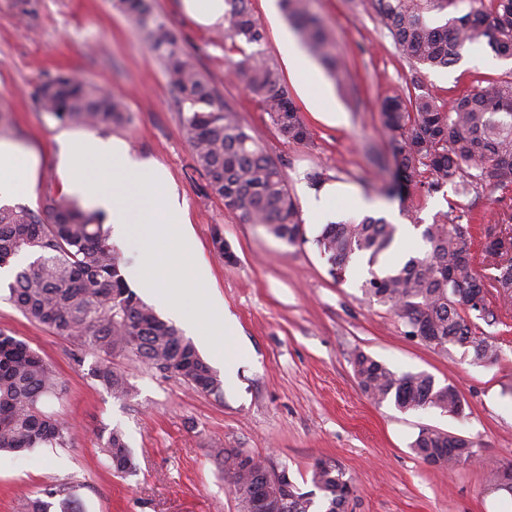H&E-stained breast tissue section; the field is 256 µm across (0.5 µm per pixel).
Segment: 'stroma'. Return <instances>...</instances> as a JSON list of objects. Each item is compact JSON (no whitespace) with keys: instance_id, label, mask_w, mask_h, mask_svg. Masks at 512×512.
<instances>
[{"instance_id":"stroma-1","label":"stroma","mask_w":512,"mask_h":512,"mask_svg":"<svg viewBox=\"0 0 512 512\" xmlns=\"http://www.w3.org/2000/svg\"><path fill=\"white\" fill-rule=\"evenodd\" d=\"M238 122L281 163L289 192L298 200L307 241L291 245L265 226L244 224L206 187L182 132L183 108L142 29L117 0H0V141L34 151L39 159L35 196L16 195L9 205L41 209L62 196L59 156L70 141L96 136L125 140L133 157L162 166L187 206L198 258L208 266L214 293L237 322L238 335L218 375L234 373L221 395L201 393L180 378L123 360L133 387L113 397L91 375L97 357L28 321L0 288V330L24 340L55 369L65 388L51 401L74 428L68 448H38L31 456L0 453V512H22L25 497L45 486L70 482L87 512H240L224 482L223 451L241 448L267 466L287 468L302 491L312 488L316 460L333 462L356 480L346 512H512V494L493 497L492 465L512 463V334L500 341L499 359L472 364L462 350L433 349L405 336L386 307L362 291L365 262L336 279L313 238L312 211L320 189L309 174L339 187L337 219L362 216L356 197L374 200L375 214L391 223L409 218L398 201L380 197V176L365 153L374 145L389 154L381 134L384 99L407 94L412 82L446 101L485 78L512 76V59L482 45L466 48L449 68H412L377 20L371 0H313L311 8L336 34V52L347 63L346 84L334 83L321 66L304 81L289 80L309 133L307 144L282 137L258 97L229 74L241 58L240 42L199 27L179 0H151ZM265 38L263 55L286 70L279 33L289 24L277 0H251ZM75 73L121 94L127 124L96 131L63 124L41 112L34 93L45 72ZM340 115L328 123L329 111ZM460 202L473 224L494 223L512 213V185L457 198L452 186L416 195L420 223ZM222 234L237 256L225 263L213 248ZM397 372L424 371L455 384L463 412L431 408L404 412L376 405L353 372L357 353ZM120 428L135 470L118 475L102 463L99 431ZM478 443L483 461L448 472L422 462L410 444L423 428Z\"/></svg>"}]
</instances>
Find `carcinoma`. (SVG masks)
<instances>
[{
  "label": "carcinoma",
  "mask_w": 512,
  "mask_h": 512,
  "mask_svg": "<svg viewBox=\"0 0 512 512\" xmlns=\"http://www.w3.org/2000/svg\"><path fill=\"white\" fill-rule=\"evenodd\" d=\"M250 0H225L228 37L247 45L264 39ZM288 23L329 76L346 73L336 54L332 31L309 9V0H279ZM380 23L412 66L446 68L463 49L486 45L498 58H512V0H372ZM119 8L145 30L151 50L163 64L177 100L189 105L183 132L196 166L224 207L246 224H261L289 244L306 242L303 219L290 195L281 166L237 121L235 112L184 54L167 25L153 16L150 0H119ZM451 11L442 25L430 14ZM263 104L273 126L289 141H308L307 127L278 68L257 50L234 63ZM385 100L381 126L392 143L394 182L377 192L396 199L401 210L413 211L414 186L431 194L446 185L458 196L478 189L495 190L512 183V78L482 80L446 105L427 92ZM41 111L63 124L89 129L127 122L122 98L74 75L47 73L36 90ZM441 213L426 225L424 248L394 267H381V256L397 242L398 227L383 216L325 225L315 243L341 279L350 262L366 259L368 277L362 288L368 300L387 307L406 328L419 333L428 347L450 346L471 355L474 364L498 359L495 337L483 326L500 322L485 301L479 308L472 293L483 287L484 264L495 255V229L485 230L482 251L475 249L472 217L456 210ZM31 261L19 267L8 283L9 301L37 323L79 349L96 352L93 377L115 397L131 394L115 361L140 362L173 374L195 390L211 395L222 381L178 328L163 320L128 285L118 249L98 212L63 197L46 201L42 210L0 206V268L18 257ZM354 374L361 391L374 403L391 401L401 411L436 408L460 415L462 399L452 383L440 384L426 372L398 373L377 359L358 353ZM63 386L52 366L26 342L0 331V451L28 454L37 448H64L74 431L44 409L61 399ZM104 465L117 474L133 472L125 434L104 427L99 434ZM411 448L438 469L453 471L480 459L473 441L449 432L424 428ZM241 448L224 449V481L238 490L244 479H274L275 469L258 462L252 472L238 467ZM313 490L294 488L291 512H345L355 489L352 476L322 459L311 468ZM59 498L61 512H84L78 495L63 484L28 498L25 512H49Z\"/></svg>",
  "instance_id": "obj_1"
}]
</instances>
